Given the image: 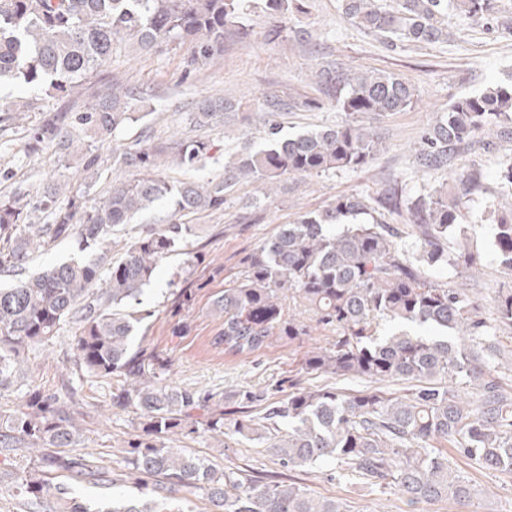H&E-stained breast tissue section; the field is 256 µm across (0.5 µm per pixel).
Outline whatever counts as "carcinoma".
Instances as JSON below:
<instances>
[{
  "mask_svg": "<svg viewBox=\"0 0 512 512\" xmlns=\"http://www.w3.org/2000/svg\"><path fill=\"white\" fill-rule=\"evenodd\" d=\"M244 0H0V85L13 82L53 97L73 94L82 82L112 59L121 44L152 54L175 42L191 41L193 62L224 53V31L238 25ZM309 0H263L275 23L307 12ZM353 25L391 45L448 41V14L489 25L497 20L498 0H341ZM322 100L345 120L294 137L281 135L275 120L285 106L278 97L244 109L231 101L204 99L192 122L206 126L228 111L242 122L267 128L266 145L224 166L218 180L168 182L166 164L197 168L212 145L202 139L143 142L115 162L134 176L112 186L108 195L90 197L99 174V156L85 139L103 141L133 120L141 96L112 84L108 94L91 96L79 112H59L35 129L30 150L44 144L59 157L77 160L87 174L68 188L48 187L28 199L0 198V273L20 276L0 288V393L17 389L21 408L0 414V482L24 498V512H194L191 497L201 494L214 512H351L346 502L315 495L295 482L220 468L184 448L172 436L208 434L230 440H267L279 465L335 467L370 487H394L408 505L446 498L459 512H475L477 490L452 466L450 455L512 475V395L502 370L512 366L497 337L512 332V289L497 292L494 317L485 318L465 288H451L425 275L439 266L451 275L473 264L465 227L459 224L476 178L463 176L465 194L455 186L434 188L413 198L399 183L375 198L377 206L404 209L416 230L403 232L377 219L366 196H338L326 208L283 225L243 261L240 277L214 301L224 316L215 347L231 355H250L275 341L311 335V326L285 310L289 293L309 306L316 325L336 332L327 347L303 358V369L367 380L375 387L356 393L338 388L306 390L293 383L283 398L262 391L236 394L237 409L209 392L180 389L146 370L132 337L150 312L139 309L144 287L161 262L195 236L184 217L224 209V194L248 179L272 197L286 175L356 171L376 158L382 141L366 118L404 112L418 100L416 87L396 73L352 72L335 64L320 68ZM512 140V80L499 81L453 100L422 137L419 165L448 166L454 149L487 130ZM165 199L171 219L141 230L124 253L108 259L116 227ZM40 212L47 224L27 223ZM78 240L89 256L44 271L30 263L48 247ZM490 263L512 273V211L492 220ZM396 329L381 333V322ZM71 324L73 366L112 382V402L131 407L140 434L129 443L120 465L79 449L82 429L75 416L71 378L43 390L27 383L28 353ZM416 382L395 395L381 387ZM261 413L253 414V405ZM32 456L15 465L17 452ZM106 490L97 498L74 496L72 484ZM133 489L121 493L119 488Z\"/></svg>",
  "mask_w": 512,
  "mask_h": 512,
  "instance_id": "1",
  "label": "carcinoma"
}]
</instances>
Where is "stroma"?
Returning a JSON list of instances; mask_svg holds the SVG:
<instances>
[{
  "label": "stroma",
  "mask_w": 512,
  "mask_h": 512,
  "mask_svg": "<svg viewBox=\"0 0 512 512\" xmlns=\"http://www.w3.org/2000/svg\"><path fill=\"white\" fill-rule=\"evenodd\" d=\"M500 26L468 23L449 16L448 42L427 46L392 47L383 39L352 25L342 14L340 0H310L305 14L284 19L281 38L268 39V18L258 5H251L245 24L255 31L249 41L237 38L234 28L224 32V54L206 64H192L190 43L171 44L152 54L132 48L113 53L105 66L94 72L83 89L64 98H51L28 87L0 89V96L22 98L31 104L26 112L0 121V195H36L52 183L77 184L84 172L77 163L62 162L53 148L30 152L32 133L45 117L82 109L88 95L111 91L115 81L135 86L143 93L136 121L116 130L95 145L102 172L100 187L127 181L128 169L112 164L113 153L141 141L161 142L182 133L213 142L208 162L187 171L172 166L162 172L166 180L207 181L219 178L224 161L245 149H257L266 141L262 124L240 133L239 121L225 115L222 122L196 127L191 120L196 104L203 98H225L251 109L264 96L284 99L319 97L317 73L335 63L350 70H385L400 74L419 92L416 105L374 120L383 149L365 170L336 171L322 175H295L282 180L274 197H264L259 183L243 180L224 197V208L192 216L200 231L188 245L159 266L142 297V309L151 313L134 336V348H141L164 361L167 383L190 390H206L218 399L231 400L238 391L251 389L274 393L297 382L306 388L332 386L347 392L364 389L361 381L336 378L303 370L304 354L314 346H325L332 334L316 329L312 335L293 342H279L248 356H233L214 347L212 340L224 327L214 315L211 303L237 277L242 258L274 235L282 225L298 216L320 209L340 195H377L392 180L404 181L408 194L450 182L460 174H473L481 188L472 195L463 224L472 240V250L483 258L489 227L481 221L485 205L512 204V192L497 179L500 158L512 153V143L482 135L479 143L458 150L448 168L416 178V151L424 132L440 119L456 97L484 87L512 74V0H499ZM305 31L306 39L295 36ZM344 117L335 107L287 108L277 115L283 135H295L340 122ZM463 284L479 303L485 317H492L498 289L511 287L512 277L484 264ZM72 326L39 346L29 355L35 382L50 388L70 365ZM74 385L84 401L82 408L83 448L111 454L120 460L121 450L138 432L132 409L112 404L110 382L89 375L75 378ZM178 446L207 456L222 467L242 468L300 483L315 494L346 499L352 512H458L454 504L440 499L408 506L393 490L370 488L355 479L338 478L335 470L282 469L267 442L255 441L221 451L210 435L180 437ZM458 465L480 491L478 512H512V477L487 470L466 460Z\"/></svg>",
  "instance_id": "1"
}]
</instances>
